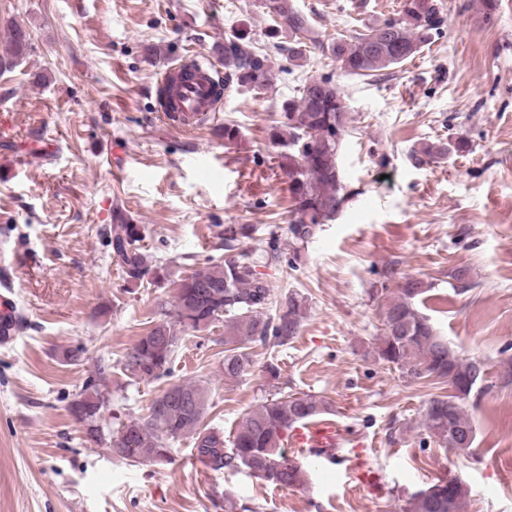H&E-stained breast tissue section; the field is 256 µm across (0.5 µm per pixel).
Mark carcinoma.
I'll use <instances>...</instances> for the list:
<instances>
[{"label": "carcinoma", "instance_id": "carcinoma-1", "mask_svg": "<svg viewBox=\"0 0 512 512\" xmlns=\"http://www.w3.org/2000/svg\"><path fill=\"white\" fill-rule=\"evenodd\" d=\"M268 8L279 18L270 29L271 37L288 31V42H276L274 48L301 64L312 32L309 17L288 0H269ZM445 23L438 0H403L399 12L365 26L348 39H337L328 50L345 74L376 77L423 51L443 31ZM27 47V33L14 27L8 48L0 56V66L7 69L19 63ZM215 51L224 58L225 83L258 94L269 89L270 58L244 33L236 31L224 37ZM281 116L279 124L271 128V140L286 148L278 156V167L288 176L292 203L289 232L294 243L304 245L347 203L337 160L347 134L348 109L340 87L322 76L305 81L298 95L282 101ZM465 148L462 140L453 144L427 140L414 147L411 156L419 165L428 164L447 158L452 150ZM112 221V255L127 281L138 284L155 277L157 268L137 245L140 227L125 223L118 209L112 213ZM244 230L236 224L224 225V263L197 266L174 282L171 308L125 357L123 369L131 377L148 381L169 374L183 333L201 332L220 321L224 322L226 380H237L250 371L251 344L260 342L276 348L298 335L306 307L304 297L290 293L280 300L275 314L265 313L272 294L259 267L279 261L280 251L272 246L263 258H257L240 244ZM425 292L423 281L408 279L385 300L390 326L379 338L377 358L409 380L446 384L451 376L457 381L454 395L436 394L427 401L422 426L439 447L468 454L476 439L469 400L488 388L485 362L462 358L430 319L417 310L415 299ZM176 387L196 400L197 416L184 414L163 393L152 401L146 416L127 419L111 435L113 455L133 463L159 462L169 453L165 440L191 434L194 457L213 472L245 468L264 482L282 488L304 482L303 467L288 465L285 443L292 429L328 413L324 400L305 393L268 398L246 414L226 441L224 432L202 425L208 408L206 388L197 381L178 383ZM106 388V370L101 368L77 401L84 413L89 442H104L101 390ZM468 508L466 484L460 477L448 475L413 492L402 512H468Z\"/></svg>", "mask_w": 512, "mask_h": 512}]
</instances>
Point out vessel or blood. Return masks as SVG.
<instances>
[{
  "label": "vessel or blood",
  "instance_id": "1",
  "mask_svg": "<svg viewBox=\"0 0 512 512\" xmlns=\"http://www.w3.org/2000/svg\"><path fill=\"white\" fill-rule=\"evenodd\" d=\"M222 75L212 62L189 53L169 66L155 84L157 110L163 120L186 130L216 117L222 92ZM15 300L10 273L0 274V345L17 337ZM342 440L340 424L321 419L294 428L288 438L292 448L338 447Z\"/></svg>",
  "mask_w": 512,
  "mask_h": 512
}]
</instances>
